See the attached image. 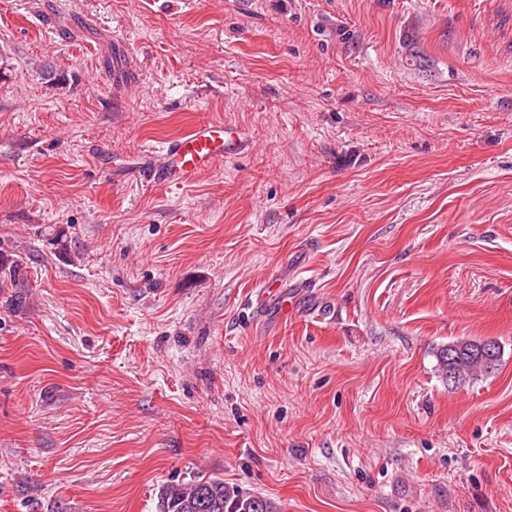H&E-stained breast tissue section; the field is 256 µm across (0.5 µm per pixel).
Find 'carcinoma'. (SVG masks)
<instances>
[{
  "label": "carcinoma",
  "instance_id": "1",
  "mask_svg": "<svg viewBox=\"0 0 512 512\" xmlns=\"http://www.w3.org/2000/svg\"><path fill=\"white\" fill-rule=\"evenodd\" d=\"M443 379L461 384L499 370L501 348L494 341L461 337L436 355ZM156 512H277L271 501L234 491L220 478H199L188 483L170 481L159 489Z\"/></svg>",
  "mask_w": 512,
  "mask_h": 512
}]
</instances>
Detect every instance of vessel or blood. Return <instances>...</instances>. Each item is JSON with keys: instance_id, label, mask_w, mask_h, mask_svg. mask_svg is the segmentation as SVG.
I'll return each instance as SVG.
<instances>
[{"instance_id": "b4317fda", "label": "vessel or blood", "mask_w": 512, "mask_h": 512, "mask_svg": "<svg viewBox=\"0 0 512 512\" xmlns=\"http://www.w3.org/2000/svg\"><path fill=\"white\" fill-rule=\"evenodd\" d=\"M241 133L217 121H202L181 136L159 146H148L128 154L113 166V173L135 174L159 185H189L218 161L244 150Z\"/></svg>"}]
</instances>
